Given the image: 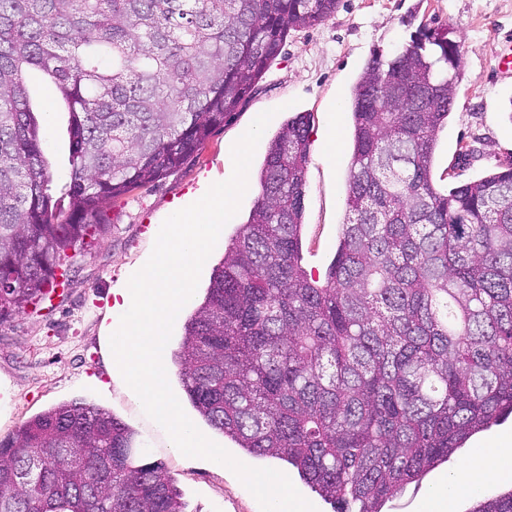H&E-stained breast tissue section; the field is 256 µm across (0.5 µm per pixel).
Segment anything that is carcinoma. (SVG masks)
<instances>
[{
  "label": "carcinoma",
  "instance_id": "carcinoma-1",
  "mask_svg": "<svg viewBox=\"0 0 512 512\" xmlns=\"http://www.w3.org/2000/svg\"><path fill=\"white\" fill-rule=\"evenodd\" d=\"M340 0H0V319L34 303L105 209L185 164L293 32ZM460 45L426 28L351 92L346 218L324 281L301 264L310 117L280 128L247 222L174 361L199 414L285 461L334 512H381L512 416V162L449 189L433 156ZM69 113L53 190L28 73ZM68 199V210L61 201ZM133 430L83 402L0 441V512H184ZM468 512H512V489Z\"/></svg>",
  "mask_w": 512,
  "mask_h": 512
}]
</instances>
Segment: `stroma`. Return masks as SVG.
<instances>
[{
	"instance_id": "obj_1",
	"label": "stroma",
	"mask_w": 512,
	"mask_h": 512,
	"mask_svg": "<svg viewBox=\"0 0 512 512\" xmlns=\"http://www.w3.org/2000/svg\"><path fill=\"white\" fill-rule=\"evenodd\" d=\"M423 26L447 31L459 42L463 71L453 111L438 138L435 175L450 188L512 160V77L494 70L497 54L506 39H512V0H341L328 20L288 37L281 56L246 106L183 167L108 209L107 230L63 260L60 287L49 289L39 303L0 322V392L10 395L0 405V440L53 406L85 402L128 425L135 433L136 452L166 466L185 504L184 512H260L255 498L230 470L214 469L206 460L170 448L163 430L113 378L101 338L102 323L113 305V290L149 258L163 221L223 179L232 142L269 109L275 115L258 143L247 191L238 213L225 225L224 235L234 236L247 220L260 192L259 169L282 123L295 113H308L311 161L301 257L308 272L324 277L345 219L352 152L351 88L374 51L394 54ZM29 83L36 90L34 103L49 125L46 156L59 184L69 173V114L38 71L30 72ZM331 126L339 140L332 155L325 151L321 138ZM464 145L471 150L466 157L460 154ZM224 249L223 242L217 243L204 263L197 289L174 323L169 351L178 349L184 320L203 302ZM169 383L181 397L189 419L235 458L253 467L288 472L285 462L247 454L209 426L185 399L178 371H171ZM447 473L442 466L421 483L407 485L382 512H420L423 501Z\"/></svg>"
}]
</instances>
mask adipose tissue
<instances>
[{
  "mask_svg": "<svg viewBox=\"0 0 512 512\" xmlns=\"http://www.w3.org/2000/svg\"><path fill=\"white\" fill-rule=\"evenodd\" d=\"M505 480H512V448L487 449L477 463L463 464L458 475L432 489L422 504L423 512H456L460 501Z\"/></svg>",
  "mask_w": 512,
  "mask_h": 512,
  "instance_id": "ef3b65f1",
  "label": "adipose tissue"
}]
</instances>
